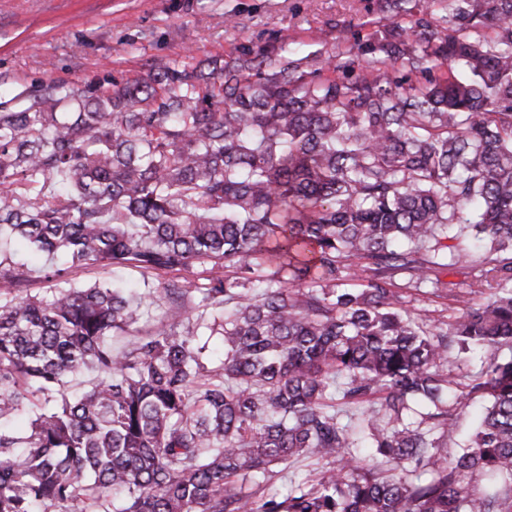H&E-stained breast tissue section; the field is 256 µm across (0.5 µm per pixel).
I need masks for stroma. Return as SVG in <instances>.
I'll list each match as a JSON object with an SVG mask.
<instances>
[{
  "instance_id": "1",
  "label": "stroma",
  "mask_w": 512,
  "mask_h": 512,
  "mask_svg": "<svg viewBox=\"0 0 512 512\" xmlns=\"http://www.w3.org/2000/svg\"><path fill=\"white\" fill-rule=\"evenodd\" d=\"M392 22L378 0H0V106L24 108L49 78L126 80L184 57L207 75L281 46L315 69ZM320 468L300 457L256 482L283 493Z\"/></svg>"
}]
</instances>
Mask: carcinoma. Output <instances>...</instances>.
<instances>
[{
	"label": "carcinoma",
	"instance_id": "cac0c4a2",
	"mask_svg": "<svg viewBox=\"0 0 512 512\" xmlns=\"http://www.w3.org/2000/svg\"><path fill=\"white\" fill-rule=\"evenodd\" d=\"M410 2L320 69L174 60L0 111V231L52 259L32 295L0 251V512H512V0ZM94 264L157 283L68 279ZM456 265L488 298L434 331L401 290ZM452 398L483 405L450 456ZM299 456L333 466L245 491Z\"/></svg>",
	"mask_w": 512,
	"mask_h": 512
}]
</instances>
